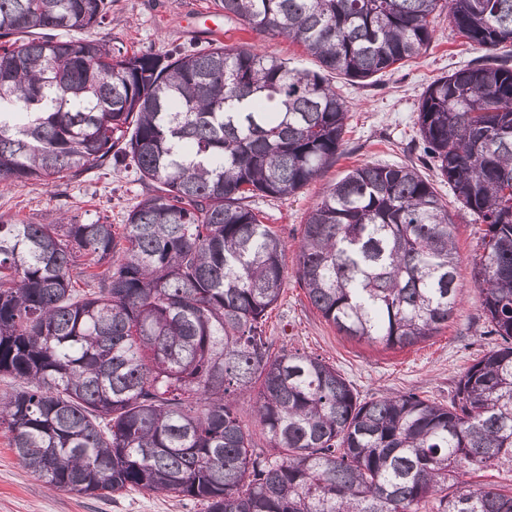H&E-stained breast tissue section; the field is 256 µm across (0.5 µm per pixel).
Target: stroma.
<instances>
[{
	"mask_svg": "<svg viewBox=\"0 0 512 512\" xmlns=\"http://www.w3.org/2000/svg\"><path fill=\"white\" fill-rule=\"evenodd\" d=\"M217 26L224 30L219 38L225 45L256 46L301 71L319 67L315 58L288 40L259 35L236 18L225 17L216 11L212 0H112L108 21L88 30L86 36L130 52L199 50L217 38L213 33ZM478 55V49L452 32L443 12L434 22L427 51L398 70L386 71L362 84L333 76L350 109L342 156L298 193L259 197L252 202L264 223L280 235L288 265L284 290L264 325L266 335L275 349L299 350L334 365L360 396L411 391L448 403L455 380L474 359L499 343L498 337L483 333L474 277L483 227L460 208L448 184L439 181L414 143L418 105L427 85ZM364 164L415 167L434 183L456 219L460 303L446 326L413 347L389 348L339 334L311 305L293 271L307 215L323 189ZM143 192L134 165L94 169L58 188L39 181L0 188V213L20 224H118ZM9 437L6 429H0V512H204L197 500L171 494L126 490L93 499L49 489L19 463Z\"/></svg>",
	"mask_w": 512,
	"mask_h": 512,
	"instance_id": "obj_1",
	"label": "stroma"
}]
</instances>
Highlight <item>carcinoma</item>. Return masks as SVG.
I'll use <instances>...</instances> for the list:
<instances>
[{
	"label": "carcinoma",
	"instance_id": "carcinoma-1",
	"mask_svg": "<svg viewBox=\"0 0 512 512\" xmlns=\"http://www.w3.org/2000/svg\"><path fill=\"white\" fill-rule=\"evenodd\" d=\"M214 4L319 69L254 46L114 52L80 37L112 0H0V184L60 187L131 160L147 187L123 224L0 215V375L21 382L0 426L20 464L55 490L137 488L205 512H512V491L455 479L512 464V68L490 61L512 41V0ZM443 8L483 62L427 86L417 137L485 225L480 310L502 343L446 405L362 399L325 360L273 349L285 253L251 202L336 164L348 107L327 75L364 81L420 56ZM454 230L416 168L356 167L309 213L295 275L339 333L414 346L459 305Z\"/></svg>",
	"mask_w": 512,
	"mask_h": 512
}]
</instances>
